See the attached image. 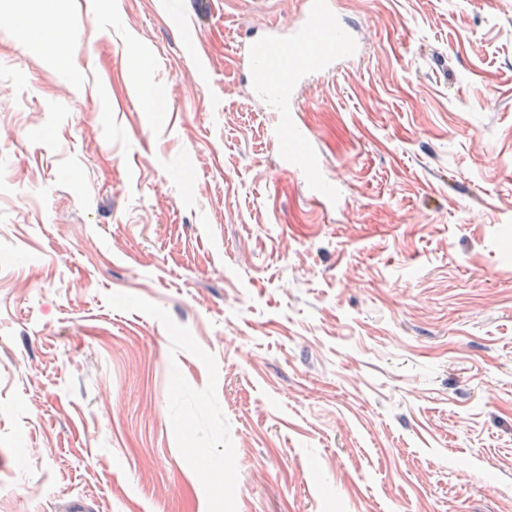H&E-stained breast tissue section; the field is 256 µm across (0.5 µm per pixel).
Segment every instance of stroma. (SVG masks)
I'll return each instance as SVG.
<instances>
[{
	"instance_id": "1",
	"label": "stroma",
	"mask_w": 512,
	"mask_h": 512,
	"mask_svg": "<svg viewBox=\"0 0 512 512\" xmlns=\"http://www.w3.org/2000/svg\"><path fill=\"white\" fill-rule=\"evenodd\" d=\"M299 9L0 26V512H512V0H338V209L242 66ZM60 0L39 1L33 3V12L36 15L30 20L31 25L42 33L40 43L55 45L58 51H62L67 44L69 36L64 27L57 24V11Z\"/></svg>"
}]
</instances>
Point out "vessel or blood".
<instances>
[{
	"instance_id": "1",
	"label": "vessel or blood",
	"mask_w": 512,
	"mask_h": 512,
	"mask_svg": "<svg viewBox=\"0 0 512 512\" xmlns=\"http://www.w3.org/2000/svg\"><path fill=\"white\" fill-rule=\"evenodd\" d=\"M303 17L287 38L270 35L250 41L244 64L252 89L267 104L269 133L289 167L308 173L313 158L309 138L294 120L301 100L296 93L306 75L361 58L356 30L339 21L335 0H303Z\"/></svg>"
}]
</instances>
